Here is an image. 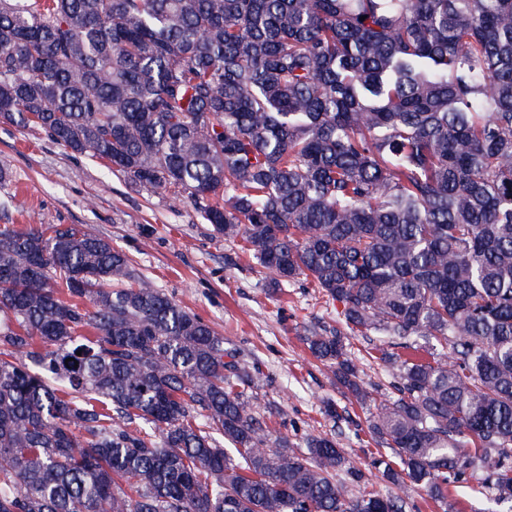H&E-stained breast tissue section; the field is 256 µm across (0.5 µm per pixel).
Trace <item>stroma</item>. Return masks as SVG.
Listing matches in <instances>:
<instances>
[{"label":"stroma","instance_id":"obj_1","mask_svg":"<svg viewBox=\"0 0 512 512\" xmlns=\"http://www.w3.org/2000/svg\"><path fill=\"white\" fill-rule=\"evenodd\" d=\"M0 169L8 173L0 182V225L80 224L111 240L156 288L258 366L253 409L274 434L297 443L310 434L336 435L346 455L369 469L379 447L361 427L366 411L336 388L303 342L308 329L335 326L340 303L303 279L268 294L269 273L242 240L216 234L191 205L135 191L99 159L55 144L39 127L0 123ZM350 348L375 400H384L391 368L362 337H351ZM329 399L347 422L325 415Z\"/></svg>","mask_w":512,"mask_h":512}]
</instances>
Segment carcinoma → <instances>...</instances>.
Here are the masks:
<instances>
[{"label": "carcinoma", "instance_id": "1", "mask_svg": "<svg viewBox=\"0 0 512 512\" xmlns=\"http://www.w3.org/2000/svg\"><path fill=\"white\" fill-rule=\"evenodd\" d=\"M0 122L241 239L361 406L382 479L512 503V0H0ZM81 355H76V352ZM259 369L78 224L0 229V512H410ZM349 342L352 352L359 359L360 366L364 370L362 376L364 381L376 388L373 392V398H375L376 403H379L392 391L390 383L394 381L392 375L394 371L380 360L381 353L372 350L373 345H368V341H365L361 336H352Z\"/></svg>", "mask_w": 512, "mask_h": 512}]
</instances>
